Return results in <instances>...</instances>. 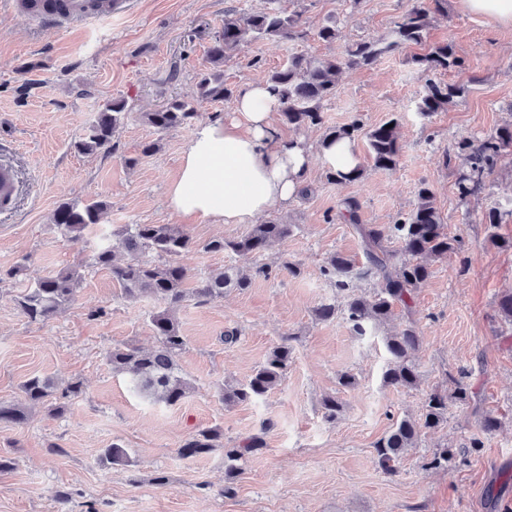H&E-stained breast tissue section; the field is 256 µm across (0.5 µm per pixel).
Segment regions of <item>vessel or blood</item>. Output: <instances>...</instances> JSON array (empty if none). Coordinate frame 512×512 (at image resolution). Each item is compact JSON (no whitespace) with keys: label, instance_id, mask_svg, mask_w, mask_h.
<instances>
[{"label":"vessel or blood","instance_id":"b4317fda","mask_svg":"<svg viewBox=\"0 0 512 512\" xmlns=\"http://www.w3.org/2000/svg\"><path fill=\"white\" fill-rule=\"evenodd\" d=\"M14 3L22 19L53 27L109 19L129 6V0H14ZM19 188L14 166L0 162V211L12 209Z\"/></svg>","mask_w":512,"mask_h":512}]
</instances>
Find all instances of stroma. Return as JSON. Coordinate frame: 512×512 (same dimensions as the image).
I'll list each match as a JSON object with an SVG mask.
<instances>
[{"mask_svg":"<svg viewBox=\"0 0 512 512\" xmlns=\"http://www.w3.org/2000/svg\"><path fill=\"white\" fill-rule=\"evenodd\" d=\"M263 0H130L120 17L63 28L21 19L0 0V160L17 169L20 194L0 213V402L21 400L33 376L58 386L81 381L79 397L63 414L35 409L21 424L0 423V512H512V327L497 307L512 289V156L485 178V188L461 200L455 186L463 165L453 151L459 137L483 139L512 125V29H497L447 0L434 14L425 43L389 53L375 64L342 71L323 104L324 127L361 120L373 127L398 118L402 145L394 170L375 169L365 137L353 151L362 181L328 183V165L313 154L306 183L288 208L271 211L290 224L288 238L255 259L271 277L231 290L206 304L189 299L174 310L186 346L178 363L194 384L180 404L145 399L127 376L113 373L112 348L148 349L156 338L149 316L155 301L124 296L110 270L95 265L101 245L127 224H168L194 244L180 261L194 277L240 265L241 257L207 250L209 241L233 239L243 224H216L176 214L167 189L176 176L191 128L155 131L141 115L174 98L195 102L197 122L230 115L232 104L197 98L208 65L211 37L224 14L247 13ZM301 11L307 37L257 41L224 64L232 89L266 79L291 56L341 55L359 41L385 38L408 0H280ZM335 17L336 41L314 31ZM453 46L462 67L441 73L464 92L444 110H417L424 80L413 56L442 43ZM125 100L128 114L108 150L84 155L74 147L102 107ZM158 150L141 157L144 142ZM136 166H127L128 158ZM429 182L449 235L464 243L431 266L413 299V315L396 309L387 328L356 335L344 316L316 320L317 306L338 294L322 269L334 253L363 265V245L342 207L353 197L364 224H391L408 213L420 182ZM103 201L107 210L80 239L60 233L52 217L60 203ZM500 213L485 224L487 211ZM299 267L288 273L287 264ZM79 270L82 280L65 310L47 321L29 320L19 300L38 276ZM415 317L421 345L415 355L418 388L384 386L388 359L382 338ZM237 331L228 344L224 334ZM291 339L293 359L284 381L266 396L224 405L217 388L241 383L269 350ZM353 388L339 384L342 374ZM463 381L475 409L449 406L448 420L422 435L396 463L379 466L374 443L402 417H419L428 394ZM343 409L326 421L323 397ZM484 416L500 426L480 427ZM217 428L238 444L262 435L264 448L239 464L232 495H224V454L194 459L178 453L192 432ZM477 441L465 460L448 468L429 465L433 452ZM118 443L132 463L108 465L103 448Z\"/></svg>","mask_w":512,"mask_h":512,"instance_id":"35a3bbf8","label":"stroma"}]
</instances>
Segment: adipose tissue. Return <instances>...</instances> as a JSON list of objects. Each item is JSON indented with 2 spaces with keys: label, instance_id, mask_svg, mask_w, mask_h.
I'll list each match as a JSON object with an SVG mask.
<instances>
[{
  "label": "adipose tissue",
  "instance_id": "adipose-tissue-1",
  "mask_svg": "<svg viewBox=\"0 0 512 512\" xmlns=\"http://www.w3.org/2000/svg\"><path fill=\"white\" fill-rule=\"evenodd\" d=\"M269 85L238 91L234 115L198 125L183 151L168 201L178 213L216 223L254 224L287 207L308 176L312 148L284 136Z\"/></svg>",
  "mask_w": 512,
  "mask_h": 512
}]
</instances>
